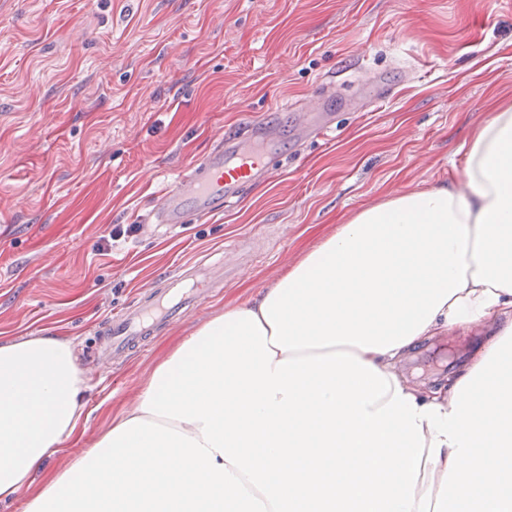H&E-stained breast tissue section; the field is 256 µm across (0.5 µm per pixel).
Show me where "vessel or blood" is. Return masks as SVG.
Returning a JSON list of instances; mask_svg holds the SVG:
<instances>
[{
  "mask_svg": "<svg viewBox=\"0 0 512 512\" xmlns=\"http://www.w3.org/2000/svg\"><path fill=\"white\" fill-rule=\"evenodd\" d=\"M353 85L354 103L362 111L386 98L392 90L382 72L369 68L360 71ZM337 99L335 87L328 86L305 101L296 125L300 139H321L334 131L332 109ZM267 157V152L243 150L235 141L221 142L206 156L191 162L176 185L154 200V223L175 227L190 223L193 217L223 211L225 203L236 196L245 181L269 177ZM199 282L211 289L219 284L210 265L181 266L175 275V287L168 295L150 291L142 306L112 316L100 331L99 357L109 361L145 347L162 325L185 307L198 304L201 293L195 285Z\"/></svg>",
  "mask_w": 512,
  "mask_h": 512,
  "instance_id": "vessel-or-blood-1",
  "label": "vessel or blood"
}]
</instances>
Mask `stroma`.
Here are the masks:
<instances>
[{
    "label": "stroma",
    "mask_w": 512,
    "mask_h": 512,
    "mask_svg": "<svg viewBox=\"0 0 512 512\" xmlns=\"http://www.w3.org/2000/svg\"><path fill=\"white\" fill-rule=\"evenodd\" d=\"M399 85L297 140V101L360 69ZM512 109V0H0V342L57 336L86 370L88 419L45 467L68 469L133 408L165 344L280 280L361 209L462 185L477 124ZM279 130L273 175L171 230L152 198L242 123ZM137 225L113 244L115 226ZM52 262L42 263L43 252ZM223 253L224 286L112 366L99 329ZM437 337L401 365L447 377Z\"/></svg>",
    "instance_id": "stroma-1"
}]
</instances>
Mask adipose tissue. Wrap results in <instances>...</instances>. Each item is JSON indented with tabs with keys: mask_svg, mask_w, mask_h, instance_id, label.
<instances>
[{
	"mask_svg": "<svg viewBox=\"0 0 512 512\" xmlns=\"http://www.w3.org/2000/svg\"><path fill=\"white\" fill-rule=\"evenodd\" d=\"M447 382L398 371L453 329ZM512 110L463 187L360 210L271 288L182 338L136 406L44 473L88 382L70 341L0 342V501L24 512H512Z\"/></svg>",
	"mask_w": 512,
	"mask_h": 512,
	"instance_id": "obj_1",
	"label": "adipose tissue"
}]
</instances>
